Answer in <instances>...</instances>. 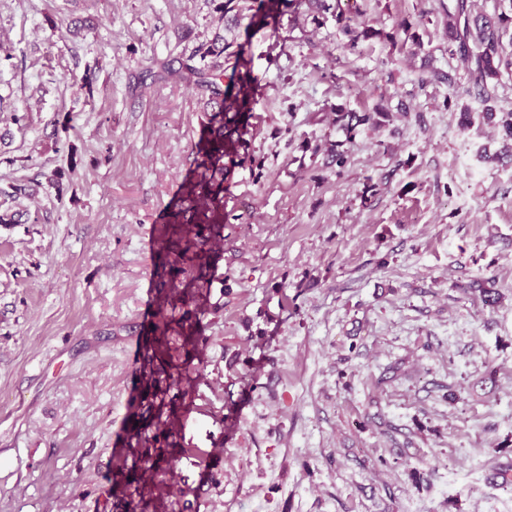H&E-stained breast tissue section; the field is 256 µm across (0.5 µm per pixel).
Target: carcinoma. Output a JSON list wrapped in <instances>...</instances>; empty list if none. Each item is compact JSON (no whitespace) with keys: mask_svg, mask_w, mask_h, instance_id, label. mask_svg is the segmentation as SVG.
Returning <instances> with one entry per match:
<instances>
[{"mask_svg":"<svg viewBox=\"0 0 512 512\" xmlns=\"http://www.w3.org/2000/svg\"><path fill=\"white\" fill-rule=\"evenodd\" d=\"M284 0H254L251 6L241 7L234 15L232 22L238 25L242 20H248L247 27L263 29L275 24L282 16ZM341 30L348 37L346 47L354 49L362 37L368 36V30L357 31L350 24V19L344 13H334ZM444 25L448 33V50L460 55L467 64L468 87L461 93H452L446 98V106L457 105L461 94H476L487 103L483 117L495 121L497 135L502 142V149L490 159L497 163L512 165V112H497L489 105L493 99L491 89L495 88L504 74L512 72V50L506 51L503 39H509L512 46V0L500 12L487 16L473 13L470 0H451L448 8L444 9ZM232 43L222 41L217 36L210 41L198 43L188 61L174 62L169 60L160 64L156 77L163 80H173L185 83L198 98L210 107L217 109L210 125L203 130L196 145L194 159V175L186 179L180 189L177 199V211L171 214L169 223L181 224V215L186 212L182 207L183 201L198 197L204 201L205 210L202 223L213 226V232L200 237L199 246L209 245V250L221 248L220 224L224 223V179L206 178V172L223 174L224 156L229 154L224 143H233L234 134L239 128L224 124L222 114L232 112L243 117L253 110L255 79L253 77V55L246 54L245 46L237 45V50L229 51ZM235 58L232 66V76L229 84H224V64L221 60ZM199 59L201 66H194L190 61ZM336 126L351 137L356 128L361 125L380 126L389 120V113L381 106L371 112H346L336 109ZM156 278V298L158 306L163 308L172 303L175 289L184 286L195 289V295L205 298L210 288L209 281L200 275L167 259L162 260L154 269ZM168 332V323L159 320L150 324L149 337L139 346L140 380L146 389L152 390L151 398L145 406L133 405L129 420L134 423L127 437L126 448L117 456L115 477L130 487L140 481L141 477L152 471H172L175 457H161L151 454L150 449L162 442H168L170 434L157 430L148 432L154 420L162 417L163 410L173 408V400L167 399L168 392L182 387L187 379L186 368L172 364L164 358L165 350L161 349L160 340ZM166 381L165 388H160V382ZM115 498L124 500V512H147L149 499L143 493L138 498L127 496L121 490Z\"/></svg>","mask_w":512,"mask_h":512,"instance_id":"carcinoma-1","label":"carcinoma"}]
</instances>
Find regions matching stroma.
I'll list each match as a JSON object with an SVG mask.
<instances>
[{"mask_svg":"<svg viewBox=\"0 0 512 512\" xmlns=\"http://www.w3.org/2000/svg\"><path fill=\"white\" fill-rule=\"evenodd\" d=\"M442 3L368 0L352 51L303 0L237 29L256 104L201 269L207 341L169 325L191 380L156 512H512V165L484 159L478 98L465 131L443 105L467 74ZM223 5L0 0V512H121L153 271L185 253L168 213L212 115L144 74L223 32ZM378 105L381 127L333 122ZM490 278L493 308L468 289Z\"/></svg>","mask_w":512,"mask_h":512,"instance_id":"stroma-1","label":"stroma"}]
</instances>
